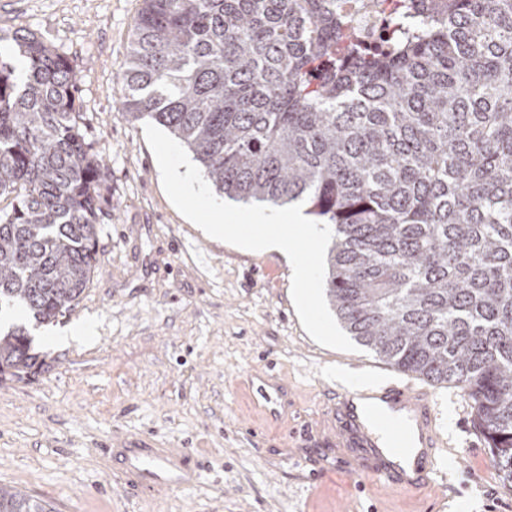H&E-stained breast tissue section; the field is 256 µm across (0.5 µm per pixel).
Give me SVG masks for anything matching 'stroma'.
Returning <instances> with one entry per match:
<instances>
[{"label":"stroma","instance_id":"obj_1","mask_svg":"<svg viewBox=\"0 0 512 512\" xmlns=\"http://www.w3.org/2000/svg\"><path fill=\"white\" fill-rule=\"evenodd\" d=\"M140 6L0 0V54L16 70L25 68L13 41L19 30L74 66L80 125L112 194L85 292L35 330L31 374L0 377V485L55 512H512V489L460 388L433 387L449 443L437 498L362 480L329 446L325 402L337 370L362 362L372 374L395 370L365 348L315 342L295 311L287 260L210 238L171 203L144 122L126 120L113 103ZM75 326L90 336L56 343ZM266 371L288 388L276 423L240 381ZM144 435L199 460V483L128 491L109 449Z\"/></svg>","mask_w":512,"mask_h":512}]
</instances>
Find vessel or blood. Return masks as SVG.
Returning a JSON list of instances; mask_svg holds the SVG:
<instances>
[{"mask_svg":"<svg viewBox=\"0 0 512 512\" xmlns=\"http://www.w3.org/2000/svg\"><path fill=\"white\" fill-rule=\"evenodd\" d=\"M244 383L256 405L278 416L283 387L274 376L250 374ZM326 414L337 447L360 475L414 494H436L448 441L439 429L429 385L407 379L368 391L341 389L329 397ZM114 454L124 483L144 494L175 492L199 477L198 464L186 454L146 441L129 443Z\"/></svg>","mask_w":512,"mask_h":512,"instance_id":"1","label":"vessel or blood"}]
</instances>
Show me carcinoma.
I'll list each match as a JSON object with an SVG mask.
<instances>
[{"label": "carcinoma", "instance_id": "obj_1", "mask_svg": "<svg viewBox=\"0 0 512 512\" xmlns=\"http://www.w3.org/2000/svg\"><path fill=\"white\" fill-rule=\"evenodd\" d=\"M377 52L339 48L336 0H142L122 114L166 128L217 191L310 204L334 227L325 290L380 361L466 393L512 485V0H411ZM0 58V314L69 311L97 262L104 164L72 64L15 35ZM0 332V374L35 365ZM0 512H53L0 486Z\"/></svg>", "mask_w": 512, "mask_h": 512}]
</instances>
